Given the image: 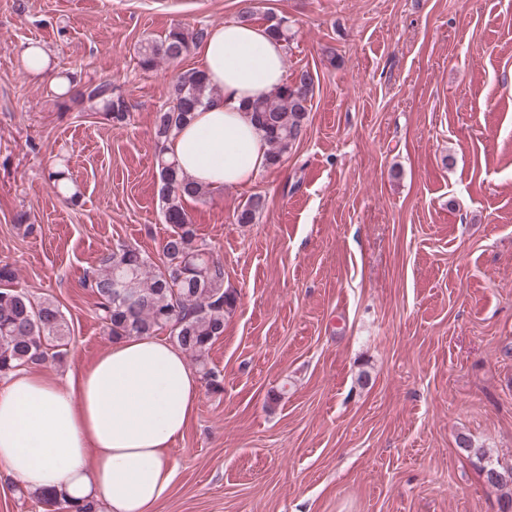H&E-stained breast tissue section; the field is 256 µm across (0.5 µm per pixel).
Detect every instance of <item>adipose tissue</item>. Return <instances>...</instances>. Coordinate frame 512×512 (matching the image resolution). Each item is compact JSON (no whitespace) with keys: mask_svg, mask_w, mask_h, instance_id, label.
<instances>
[{"mask_svg":"<svg viewBox=\"0 0 512 512\" xmlns=\"http://www.w3.org/2000/svg\"><path fill=\"white\" fill-rule=\"evenodd\" d=\"M196 51L219 93L167 150L196 183L248 185L266 169L269 146L246 107L284 84L283 45L264 26L229 20ZM199 390L182 350L156 336L115 341L63 382L17 370L0 386V469L30 491L93 499L104 512H159L175 476L170 451Z\"/></svg>","mask_w":512,"mask_h":512,"instance_id":"obj_1","label":"adipose tissue"}]
</instances>
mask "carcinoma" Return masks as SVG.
<instances>
[{
  "instance_id": "carcinoma-1",
  "label": "carcinoma",
  "mask_w": 512,
  "mask_h": 512,
  "mask_svg": "<svg viewBox=\"0 0 512 512\" xmlns=\"http://www.w3.org/2000/svg\"><path fill=\"white\" fill-rule=\"evenodd\" d=\"M285 18H266L269 35L289 40ZM209 28H171L159 41H145L137 48V63L154 72L166 63H175L206 39ZM70 98H81L99 105L104 119L123 123L128 117L124 98L112 92L108 83L88 84L67 91ZM205 72L189 69L169 84L166 108L157 116L155 155L160 183L159 199L164 222L172 226L165 238L161 262L129 245H119L102 253L88 274V282L99 300L98 317L112 339L128 336L165 334L195 362L196 372L215 390L222 379L209 366L208 353L224 334V321L236 308V297L224 288V263L197 239L186 203L202 200L210 189L186 179L173 158L167 156L165 141L189 121L204 101L216 96ZM313 94L309 72L300 74L264 99L253 101L247 111L263 132L270 146L268 166H278L299 139ZM265 199L252 195L238 211L240 224H251L264 208ZM15 269L0 264V376H9L21 367L63 361L70 328L56 301L32 299L13 287ZM497 467H485L487 482L506 490L503 512H512V469L509 476H494ZM37 501L55 512H97L94 503L82 505L49 493L36 495Z\"/></svg>"
}]
</instances>
